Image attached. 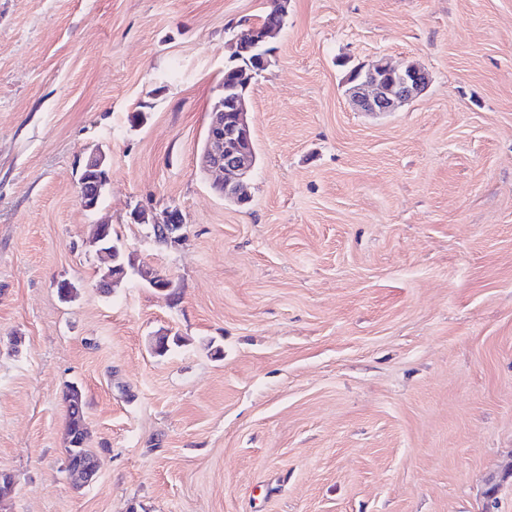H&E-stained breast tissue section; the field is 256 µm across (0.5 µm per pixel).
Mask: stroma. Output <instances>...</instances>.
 <instances>
[{
    "instance_id": "1",
    "label": "stroma",
    "mask_w": 512,
    "mask_h": 512,
    "mask_svg": "<svg viewBox=\"0 0 512 512\" xmlns=\"http://www.w3.org/2000/svg\"><path fill=\"white\" fill-rule=\"evenodd\" d=\"M267 7L0 0V512H512V0H289L239 206L200 159ZM379 57L430 83L372 116L345 79ZM167 207L158 246L130 214ZM104 220L169 290L99 287ZM103 165V159L102 156L99 155H93L90 157V160L88 161V167L84 168L82 175H85L88 179L87 180H79V190L78 195L81 201L82 206L86 210H93L95 208V203L92 200L90 187L94 186L93 182L90 180L93 176V172H89L88 170H94V171H100L104 167ZM81 393L78 395V392ZM65 401L67 403V435L69 438V446L66 448L68 458L76 461L79 458L93 457L89 448L79 445V442L84 440V435L87 434L85 428L84 408L85 397L82 390L78 386H69L65 394Z\"/></svg>"
}]
</instances>
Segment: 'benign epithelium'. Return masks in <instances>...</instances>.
<instances>
[{"label": "benign epithelium", "instance_id": "benign-epithelium-1", "mask_svg": "<svg viewBox=\"0 0 512 512\" xmlns=\"http://www.w3.org/2000/svg\"><path fill=\"white\" fill-rule=\"evenodd\" d=\"M273 31L267 27L254 29L248 42L236 40V50L251 52L266 47ZM361 77L350 81L348 96L356 110L368 114L394 112L421 95L429 84L428 73L414 65H395L379 58L358 68ZM250 75L240 70L238 78L224 84V95L213 105L207 127L206 144L201 158L203 170L219 175L213 183L222 197L239 205L249 202L248 182L255 165V148L248 121L246 90ZM88 169L96 171L94 180L79 181L78 195L87 210L95 208L90 187L104 188L109 175L98 174L103 169L102 156L93 155ZM171 208H166L157 224L168 225L167 243L177 242L182 236L183 225L172 223ZM134 272L151 287L164 290L167 280L158 278L155 269L147 264L134 267Z\"/></svg>", "mask_w": 512, "mask_h": 512}]
</instances>
